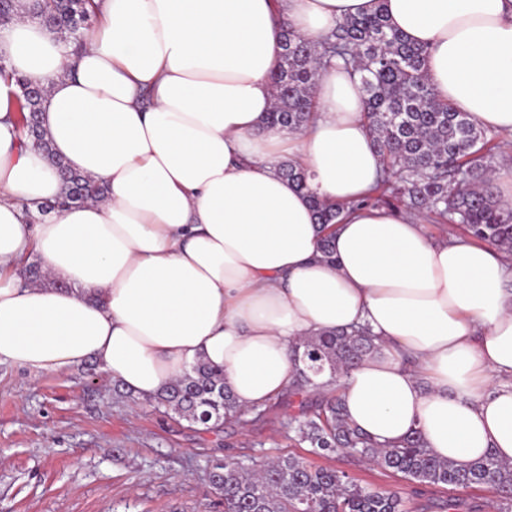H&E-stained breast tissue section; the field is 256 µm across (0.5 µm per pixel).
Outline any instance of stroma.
I'll list each match as a JSON object with an SVG mask.
<instances>
[{"label": "stroma", "mask_w": 512, "mask_h": 512, "mask_svg": "<svg viewBox=\"0 0 512 512\" xmlns=\"http://www.w3.org/2000/svg\"><path fill=\"white\" fill-rule=\"evenodd\" d=\"M287 416L276 407L247 426L207 431L115 393L98 368L35 376L0 365V512H218L206 464L247 452L342 469L414 506L456 496L464 512H492L485 488H422L371 463L291 446Z\"/></svg>", "instance_id": "stroma-1"}]
</instances>
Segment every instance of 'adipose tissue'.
I'll list each match as a JSON object with an SVG mask.
<instances>
[{"instance_id":"ef3b65f1","label":"adipose tissue","mask_w":512,"mask_h":512,"mask_svg":"<svg viewBox=\"0 0 512 512\" xmlns=\"http://www.w3.org/2000/svg\"><path fill=\"white\" fill-rule=\"evenodd\" d=\"M72 52L19 11L0 27V364L95 360L140 399L199 361L243 409L277 400L306 337L367 325L378 353L333 389L380 442L512 462V268L491 244L353 203L379 180L358 74L319 69L313 119L267 128L283 31L317 43L384 10L426 47L438 97L512 140V0H93ZM44 89L54 153L103 187L63 205L16 123L17 77ZM303 167L309 191L279 174ZM342 205L322 257L310 196ZM39 257L49 285L27 282Z\"/></svg>"}]
</instances>
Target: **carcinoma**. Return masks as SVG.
<instances>
[{
    "label": "carcinoma",
    "mask_w": 512,
    "mask_h": 512,
    "mask_svg": "<svg viewBox=\"0 0 512 512\" xmlns=\"http://www.w3.org/2000/svg\"><path fill=\"white\" fill-rule=\"evenodd\" d=\"M30 18L76 43L95 18L92 0H35ZM281 64L272 76L274 103L267 125L288 131L304 127L313 107L318 64L340 59L359 71L365 95L364 116L383 161V175L361 206L399 208L460 227L473 241L500 247L512 259V206H503L489 190L498 169L495 154L507 144L477 128L464 112L440 100L423 65L426 50L408 41L377 11L338 24L319 45L287 29ZM41 95H23L18 106L22 134L65 177L68 203L96 199L103 190L90 178L69 170L52 153L42 131L29 134ZM281 174L307 189L305 173L289 163ZM317 223H336L340 207L310 196ZM295 377L288 394L321 390L379 351L364 326L322 333L299 342ZM327 375L329 380L319 381ZM157 406L191 424L216 427L244 422L224 382V372L206 362L191 366L153 397ZM288 440L312 453H342L373 461L384 470L418 484L466 491L486 486L496 500L493 512H512V463L492 455L456 463L431 455L420 431L393 444L375 441L345 418L341 398L325 395L315 404H299L288 423ZM208 484L224 512H412L401 493L362 486L336 468H315L296 456L257 459L244 455L208 466Z\"/></svg>",
    "instance_id": "cac0c4a2"
}]
</instances>
